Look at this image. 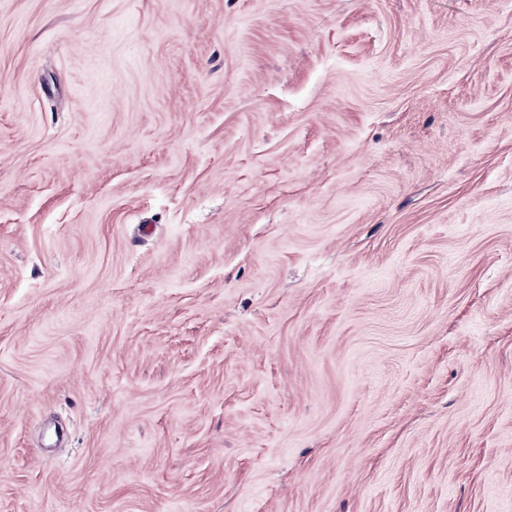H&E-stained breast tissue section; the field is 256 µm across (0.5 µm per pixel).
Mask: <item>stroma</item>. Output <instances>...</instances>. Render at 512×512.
Here are the masks:
<instances>
[{"label":"stroma","instance_id":"obj_1","mask_svg":"<svg viewBox=\"0 0 512 512\" xmlns=\"http://www.w3.org/2000/svg\"><path fill=\"white\" fill-rule=\"evenodd\" d=\"M0 512H512V0H0Z\"/></svg>","mask_w":512,"mask_h":512}]
</instances>
